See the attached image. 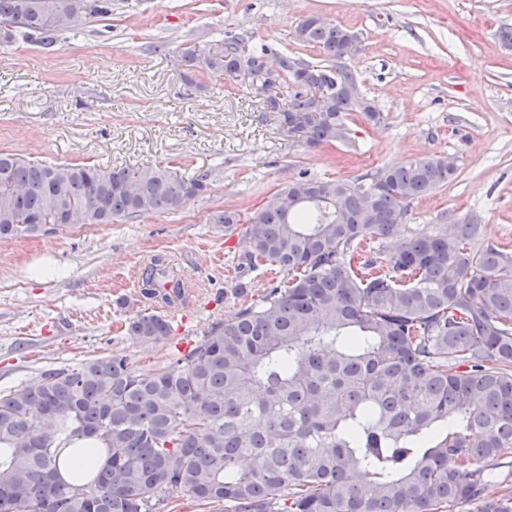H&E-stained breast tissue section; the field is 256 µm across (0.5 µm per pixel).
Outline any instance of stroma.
<instances>
[{"label":"stroma","instance_id":"1","mask_svg":"<svg viewBox=\"0 0 512 512\" xmlns=\"http://www.w3.org/2000/svg\"><path fill=\"white\" fill-rule=\"evenodd\" d=\"M317 13L355 32L340 60L380 122L351 113L345 141L308 145L275 113L257 109L243 78L184 65V51L247 47L323 60L295 38ZM512 0H112V13L61 31L0 40V151L49 165L168 167L208 187L177 212L74 225L0 239V391L48 369L118 354L144 372L168 366L208 330L257 303L286 273L241 272L252 246L230 209L250 216L299 178L353 179L378 167L446 154L457 178L413 202L408 223L432 232L472 220L487 241L512 246ZM51 256L65 276L36 282L29 267ZM163 256L185 284L164 306L140 293ZM157 312L170 336L130 335Z\"/></svg>","mask_w":512,"mask_h":512}]
</instances>
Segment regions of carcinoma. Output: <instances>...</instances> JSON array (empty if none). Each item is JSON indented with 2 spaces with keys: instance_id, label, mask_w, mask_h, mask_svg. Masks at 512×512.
Segmentation results:
<instances>
[{
  "instance_id": "cac0c4a2",
  "label": "carcinoma",
  "mask_w": 512,
  "mask_h": 512,
  "mask_svg": "<svg viewBox=\"0 0 512 512\" xmlns=\"http://www.w3.org/2000/svg\"><path fill=\"white\" fill-rule=\"evenodd\" d=\"M84 18L112 0H0V20L43 43L59 30L53 12ZM355 33L311 14L299 41L341 58ZM266 46L245 38L188 67L247 78L262 111L310 145L344 140L346 119L367 111L355 76L321 61L281 55L268 80ZM293 87L287 98L276 85ZM56 167L0 153V238L84 222L110 224L174 211L205 191L167 168ZM457 172L446 155L370 170L353 180H298L246 219L226 210L217 224H244L246 265L277 266L255 305L211 327L168 367L132 372L114 355L49 370L0 392V512H154L169 494L233 512H437L478 502L512 512V492L489 493L492 471L512 457V251L486 242L469 221L457 233L405 223L409 205ZM184 284L157 258L142 295L171 304ZM131 335L160 340L166 316L138 315ZM98 438L106 461L59 473L58 436Z\"/></svg>"
}]
</instances>
